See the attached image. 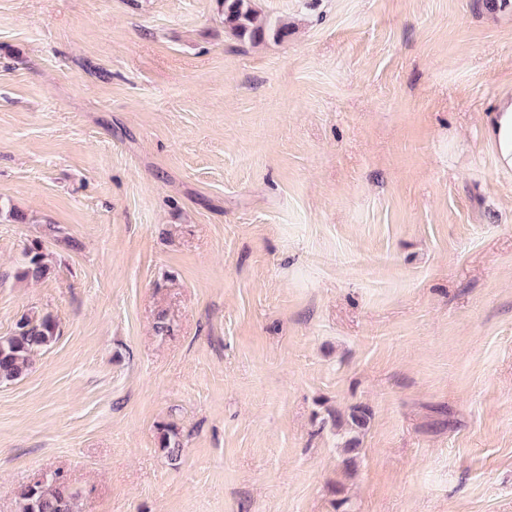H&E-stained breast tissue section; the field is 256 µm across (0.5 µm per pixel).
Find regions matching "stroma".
Segmentation results:
<instances>
[{
	"instance_id": "stroma-1",
	"label": "stroma",
	"mask_w": 512,
	"mask_h": 512,
	"mask_svg": "<svg viewBox=\"0 0 512 512\" xmlns=\"http://www.w3.org/2000/svg\"><path fill=\"white\" fill-rule=\"evenodd\" d=\"M254 3L0 0V512H512V4ZM224 16V26L239 40L253 43L266 38H280L284 27L276 26L255 9L253 0H218ZM489 133L497 145L502 162L512 167V100H504L488 121ZM26 255L28 257L24 275L32 279L38 280L44 278L50 272L48 256L43 251L40 241H34L27 248ZM58 335L51 315H22L10 336L0 337V383L12 382L32 366L33 355L50 346ZM76 495L58 473L21 485L16 492L21 512H74Z\"/></svg>"
}]
</instances>
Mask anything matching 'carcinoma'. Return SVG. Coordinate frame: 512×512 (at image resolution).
Masks as SVG:
<instances>
[{"label": "carcinoma", "instance_id": "carcinoma-1", "mask_svg": "<svg viewBox=\"0 0 512 512\" xmlns=\"http://www.w3.org/2000/svg\"><path fill=\"white\" fill-rule=\"evenodd\" d=\"M224 26L241 41L261 42L280 38L285 31L272 23L253 5V0H218ZM24 275L38 280L48 275L50 265L42 243L34 241L27 248ZM58 335V324L50 315H23L9 336L0 337V383L12 382L32 366L33 355L50 346ZM16 496L20 512H73L76 493L63 477L54 473L31 485H22Z\"/></svg>", "mask_w": 512, "mask_h": 512}]
</instances>
